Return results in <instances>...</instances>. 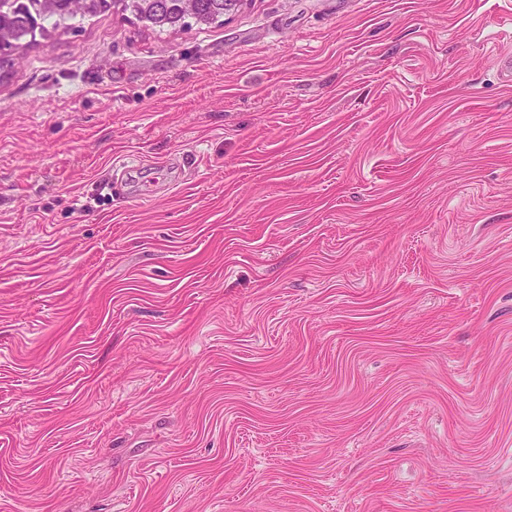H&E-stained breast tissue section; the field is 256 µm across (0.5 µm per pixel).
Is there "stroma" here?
<instances>
[{
  "mask_svg": "<svg viewBox=\"0 0 512 512\" xmlns=\"http://www.w3.org/2000/svg\"><path fill=\"white\" fill-rule=\"evenodd\" d=\"M505 52L512 0L117 9L25 52L0 512H512Z\"/></svg>",
  "mask_w": 512,
  "mask_h": 512,
  "instance_id": "stroma-1",
  "label": "stroma"
}]
</instances>
